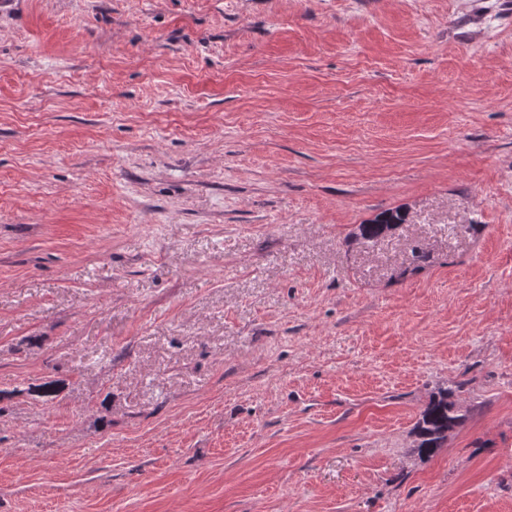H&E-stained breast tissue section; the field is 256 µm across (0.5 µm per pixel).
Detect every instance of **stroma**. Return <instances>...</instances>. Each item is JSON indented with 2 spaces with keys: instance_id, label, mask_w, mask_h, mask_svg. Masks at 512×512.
<instances>
[{
  "instance_id": "1",
  "label": "stroma",
  "mask_w": 512,
  "mask_h": 512,
  "mask_svg": "<svg viewBox=\"0 0 512 512\" xmlns=\"http://www.w3.org/2000/svg\"><path fill=\"white\" fill-rule=\"evenodd\" d=\"M0 512H512V0H0ZM406 221L407 218L404 211L399 209L388 210L380 213L370 223L359 225L355 237L359 240H374L386 233L385 225L404 224ZM458 388L434 393L415 424L416 448L422 454H433L443 448L448 433L461 425L466 415L453 399Z\"/></svg>"
}]
</instances>
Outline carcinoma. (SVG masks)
Returning <instances> with one entry per match:
<instances>
[{"label":"carcinoma","instance_id":"1","mask_svg":"<svg viewBox=\"0 0 512 512\" xmlns=\"http://www.w3.org/2000/svg\"><path fill=\"white\" fill-rule=\"evenodd\" d=\"M407 221L404 211L388 210L380 213L368 224L358 226L356 238L374 240L386 233V225L403 224ZM464 387L460 383L456 389H440L434 393L421 411L415 424L416 448L422 454H433L448 440V433L461 425L466 415L454 400L455 391ZM31 392L41 398L46 405L58 397L59 388L54 380H46L31 388Z\"/></svg>","mask_w":512,"mask_h":512}]
</instances>
